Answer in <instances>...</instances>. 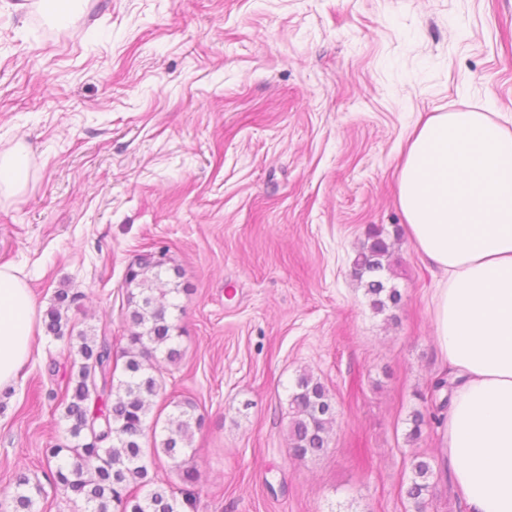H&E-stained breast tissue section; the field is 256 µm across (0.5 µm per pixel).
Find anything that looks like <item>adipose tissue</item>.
Returning <instances> with one entry per match:
<instances>
[{"instance_id": "1", "label": "adipose tissue", "mask_w": 512, "mask_h": 512, "mask_svg": "<svg viewBox=\"0 0 512 512\" xmlns=\"http://www.w3.org/2000/svg\"><path fill=\"white\" fill-rule=\"evenodd\" d=\"M398 203L440 275L435 338L456 380L444 448L464 512H512V129L493 112L417 122ZM35 321L27 282L0 267V391L29 363Z\"/></svg>"}]
</instances>
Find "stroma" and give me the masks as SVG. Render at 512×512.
<instances>
[{
	"instance_id": "35a3bbf8",
	"label": "stroma",
	"mask_w": 512,
	"mask_h": 512,
	"mask_svg": "<svg viewBox=\"0 0 512 512\" xmlns=\"http://www.w3.org/2000/svg\"><path fill=\"white\" fill-rule=\"evenodd\" d=\"M512 121V0H0V154L27 148V186L0 196V266L38 316L126 332L128 266L166 249L183 272L177 364L154 413L202 418L179 461L194 512H462L443 456L437 274L409 240L396 165L419 116ZM401 294L378 313L353 268L373 230ZM38 348L0 391V504L14 476L38 512H74L50 483L68 443L71 360ZM336 407L329 449L298 457L288 392L302 373ZM430 409L418 440L414 410ZM433 468L424 510L406 491ZM176 461V462H179ZM175 461L155 482L179 486ZM411 466L413 477L407 494L417 505H420L424 502L425 496L430 492L429 478L432 475V468L430 461L422 456H415ZM14 495L11 500L12 512H35L37 500L43 498L44 487L39 481L32 482L25 473H18L14 483Z\"/></svg>"
}]
</instances>
